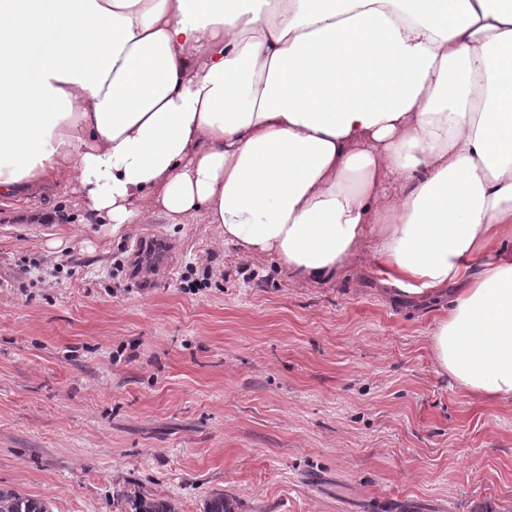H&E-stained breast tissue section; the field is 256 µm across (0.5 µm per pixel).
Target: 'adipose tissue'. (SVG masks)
<instances>
[{"label":"adipose tissue","instance_id":"adipose-tissue-1","mask_svg":"<svg viewBox=\"0 0 512 512\" xmlns=\"http://www.w3.org/2000/svg\"><path fill=\"white\" fill-rule=\"evenodd\" d=\"M65 174L115 233L201 212L293 279L467 280L436 368L512 402V0H0V197Z\"/></svg>","mask_w":512,"mask_h":512}]
</instances>
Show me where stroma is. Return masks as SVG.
<instances>
[{"instance_id":"35a3bbf8","label":"stroma","mask_w":512,"mask_h":512,"mask_svg":"<svg viewBox=\"0 0 512 512\" xmlns=\"http://www.w3.org/2000/svg\"><path fill=\"white\" fill-rule=\"evenodd\" d=\"M73 187L0 205V485L51 512H512V405L458 389L428 338L458 285L370 258L288 279L203 214L114 235ZM212 266L204 277V266ZM117 502L125 501L127 504L131 502L135 512H175L172 504L165 499H153L146 496L130 499L129 495L118 492L116 494Z\"/></svg>"}]
</instances>
